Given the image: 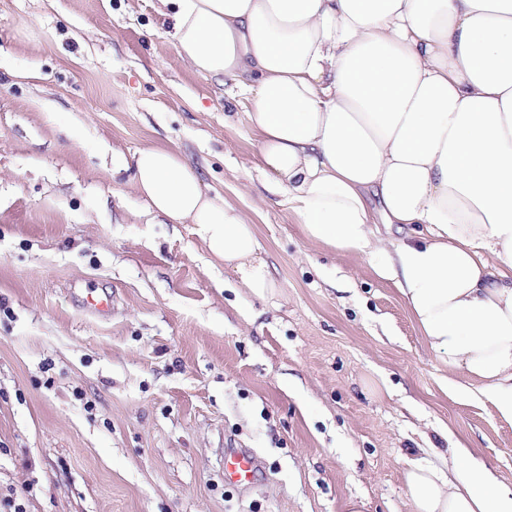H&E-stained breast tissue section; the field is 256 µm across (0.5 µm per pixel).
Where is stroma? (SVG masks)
<instances>
[{
	"label": "stroma",
	"mask_w": 512,
	"mask_h": 512,
	"mask_svg": "<svg viewBox=\"0 0 512 512\" xmlns=\"http://www.w3.org/2000/svg\"><path fill=\"white\" fill-rule=\"evenodd\" d=\"M158 0H0V504L22 512H413L448 435L512 487V424L449 397L397 289L308 242L231 89ZM177 149L249 217L259 299L112 163ZM250 193H242L243 185ZM108 292L103 314L82 297ZM255 451L254 486L224 457Z\"/></svg>",
	"instance_id": "obj_1"
}]
</instances>
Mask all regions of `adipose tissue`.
I'll list each match as a JSON object with an SVG mask.
<instances>
[{
	"instance_id": "1",
	"label": "adipose tissue",
	"mask_w": 512,
	"mask_h": 512,
	"mask_svg": "<svg viewBox=\"0 0 512 512\" xmlns=\"http://www.w3.org/2000/svg\"><path fill=\"white\" fill-rule=\"evenodd\" d=\"M159 3L179 58L248 101L258 168L305 238L372 260L449 396L512 424V0ZM132 162L152 212L192 225L253 296L275 293L249 218L180 152ZM449 453L446 472L409 462L414 512H512L466 441Z\"/></svg>"
}]
</instances>
